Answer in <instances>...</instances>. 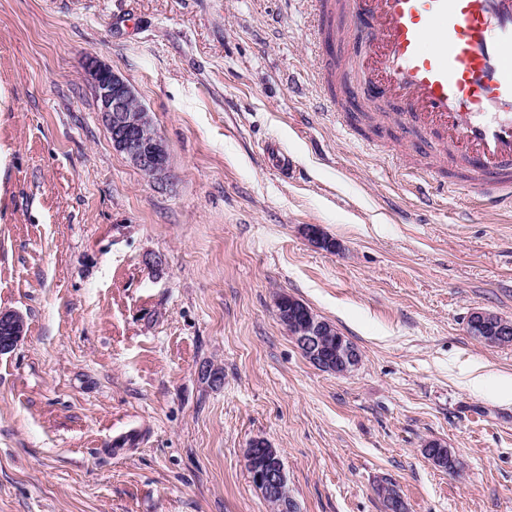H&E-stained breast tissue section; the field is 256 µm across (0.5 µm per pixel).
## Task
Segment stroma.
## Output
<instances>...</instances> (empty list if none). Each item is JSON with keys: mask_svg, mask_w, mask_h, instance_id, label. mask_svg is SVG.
Returning a JSON list of instances; mask_svg holds the SVG:
<instances>
[{"mask_svg": "<svg viewBox=\"0 0 512 512\" xmlns=\"http://www.w3.org/2000/svg\"><path fill=\"white\" fill-rule=\"evenodd\" d=\"M311 22L308 0H0V309L27 321L0 356V512H269L257 437L301 512H384V481L408 512H512V345L466 331L512 319V211L450 180L420 204L437 150L341 126ZM90 54L151 113L167 182L113 149ZM283 294L360 365H312ZM467 332L490 347L512 345V320L482 309H473L467 318ZM244 461L251 482L260 488L273 512H299L288 487L281 454L276 448L264 439H253L245 449ZM437 443V444H435ZM438 448V451L431 450L429 448ZM425 452L429 455L428 459L440 468H446L448 464V471L455 472L457 470V457L454 448H450L447 443L440 441H430L425 445Z\"/></svg>", "mask_w": 512, "mask_h": 512, "instance_id": "35a3bbf8", "label": "stroma"}]
</instances>
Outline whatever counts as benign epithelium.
Returning a JSON list of instances; mask_svg holds the SVG:
<instances>
[{
	"label": "benign epithelium",
	"instance_id": "benign-epithelium-1",
	"mask_svg": "<svg viewBox=\"0 0 512 512\" xmlns=\"http://www.w3.org/2000/svg\"><path fill=\"white\" fill-rule=\"evenodd\" d=\"M102 121L112 139V147L156 181L169 177L168 151L157 134L150 112L141 106L130 84L95 57L86 60ZM277 315L303 355L313 364L338 375L346 374L361 362L359 351L331 322L309 311L302 302L283 295L277 302ZM467 332L490 347L512 345V320L482 309H473L467 318ZM26 334V320L16 311H0V355L12 352ZM429 460L440 468L457 470L454 449L442 442L425 445ZM251 482L260 488L272 512H299L290 493L281 454L261 438L249 442L244 452ZM385 512H407L403 498L385 483L379 485Z\"/></svg>",
	"mask_w": 512,
	"mask_h": 512
}]
</instances>
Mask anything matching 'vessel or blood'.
<instances>
[{
	"instance_id": "b4317fda",
	"label": "vessel or blood",
	"mask_w": 512,
	"mask_h": 512,
	"mask_svg": "<svg viewBox=\"0 0 512 512\" xmlns=\"http://www.w3.org/2000/svg\"><path fill=\"white\" fill-rule=\"evenodd\" d=\"M314 41L336 17L349 113L382 104L433 140L465 185L512 210V0H310Z\"/></svg>"
}]
</instances>
